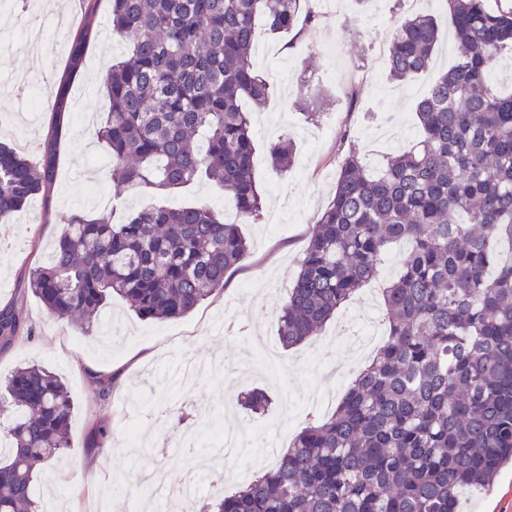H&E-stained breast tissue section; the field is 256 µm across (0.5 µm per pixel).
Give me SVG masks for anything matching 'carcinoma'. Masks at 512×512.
<instances>
[{
  "label": "carcinoma",
  "instance_id": "1",
  "mask_svg": "<svg viewBox=\"0 0 512 512\" xmlns=\"http://www.w3.org/2000/svg\"><path fill=\"white\" fill-rule=\"evenodd\" d=\"M99 2L83 0L39 162L0 143V219L49 198ZM302 2L111 0L112 35L125 51L103 82L110 109L98 138L113 179L160 193L206 180L240 223L206 206L146 208L119 224L77 211L45 264L21 269L51 315L88 333L114 295L143 320H168L224 290L249 254L241 225L262 209L244 104L262 106L270 85L254 66V34L322 21ZM440 2L457 53L416 104L419 139L378 170L349 148L278 310L282 345L311 341L380 281L384 256L402 245L382 288L387 339L330 416L303 428L276 468L210 500L209 512H463L464 492L490 495L512 467V90L490 82L512 52V0ZM441 39L432 15L401 21L390 78L428 71ZM269 154L288 171V140ZM25 335L21 309L0 305V346ZM5 390L0 512H39L37 476L65 456L73 403L62 378L36 364L17 368Z\"/></svg>",
  "mask_w": 512,
  "mask_h": 512
}]
</instances>
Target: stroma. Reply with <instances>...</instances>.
<instances>
[{"instance_id":"stroma-1","label":"stroma","mask_w":512,"mask_h":512,"mask_svg":"<svg viewBox=\"0 0 512 512\" xmlns=\"http://www.w3.org/2000/svg\"><path fill=\"white\" fill-rule=\"evenodd\" d=\"M429 10L442 31H450L447 12L435 0H335L333 14L301 36L273 35L258 29L253 61L272 76L265 106L252 114L254 176L263 214L243 225L249 255L231 271L223 292L188 316L144 321L129 312L120 297L102 307L99 323L86 334L67 320L48 314L25 290L22 266L36 267L69 216L86 209L87 184L80 172L90 153L105 154L97 122L108 112L102 82L121 46L112 36L109 6L98 15L85 67L73 82L72 97L81 111L65 123L56 180L48 200L0 220V301L19 299L31 339L0 351V378L20 365L43 366L65 381L73 402L65 458L50 464L38 478L42 494L66 500L77 512L107 501L108 512H144L146 496L127 492L130 473L162 467L180 473L185 454L177 446L179 428L196 424L195 454H209L215 430L245 433L242 460L257 475L277 462L264 450L267 436L288 446L310 416L331 411L366 361L351 347L354 327L347 309L337 311L315 342L291 349L278 338L276 308L288 294L300 260L336 186L343 157L340 138L351 142L377 164L389 147L377 139L381 126L400 132L396 147L419 137L415 106L430 84L451 65L455 50L443 41L432 67L416 80L389 79L378 47L388 46L408 8ZM81 16L80 0H58L39 12L43 49L29 53L20 42L0 48V141L30 159L40 157L50 126L48 100L63 73L69 42ZM361 90L358 112L347 110L346 93ZM291 139L294 162L286 174L271 166L268 148L277 138ZM98 190L111 198L115 218L161 203L201 205L233 219L223 193L211 183L195 182L176 194L158 198L116 186L109 170L98 177ZM107 370L121 366L123 380L108 401H101L85 364ZM266 391L270 403L253 412L242 402L254 389ZM330 403L319 406L318 395ZM106 438H96V426Z\"/></svg>"}]
</instances>
